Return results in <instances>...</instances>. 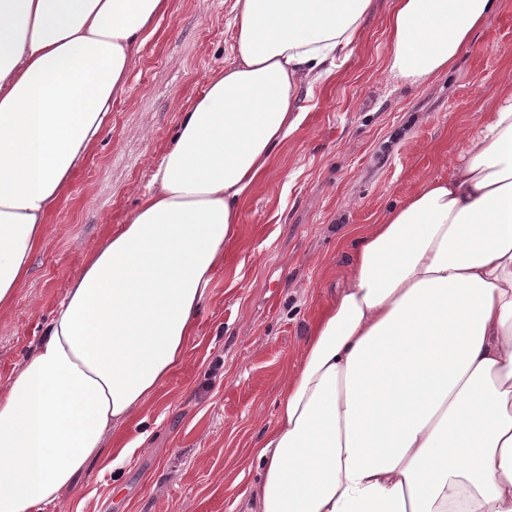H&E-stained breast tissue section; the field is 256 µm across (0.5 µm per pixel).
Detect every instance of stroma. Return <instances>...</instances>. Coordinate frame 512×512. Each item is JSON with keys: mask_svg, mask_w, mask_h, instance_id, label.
Segmentation results:
<instances>
[{"mask_svg": "<svg viewBox=\"0 0 512 512\" xmlns=\"http://www.w3.org/2000/svg\"><path fill=\"white\" fill-rule=\"evenodd\" d=\"M234 0H169L104 132L51 206L9 311L0 313V390L40 341L72 277L136 210L183 112L231 63ZM391 0H373L353 53L300 92L305 115L244 199L184 363L113 432L79 489L45 512H246L260 473L252 444L276 421L288 365L347 283L348 239L391 204L449 175L482 102L512 85V0L455 67L426 85L386 72ZM128 463L106 460L131 446Z\"/></svg>", "mask_w": 512, "mask_h": 512, "instance_id": "obj_1", "label": "stroma"}]
</instances>
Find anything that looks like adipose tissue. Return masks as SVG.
<instances>
[{
  "label": "adipose tissue",
  "instance_id": "1",
  "mask_svg": "<svg viewBox=\"0 0 512 512\" xmlns=\"http://www.w3.org/2000/svg\"><path fill=\"white\" fill-rule=\"evenodd\" d=\"M500 0H392L391 78L447 73ZM372 0H235L233 62L0 393V512H43L184 362L241 205ZM168 0H0V310ZM355 230L346 288L255 442L249 512H512V89Z\"/></svg>",
  "mask_w": 512,
  "mask_h": 512
}]
</instances>
